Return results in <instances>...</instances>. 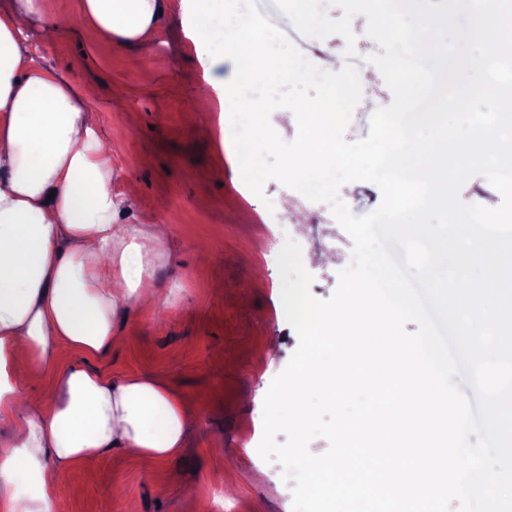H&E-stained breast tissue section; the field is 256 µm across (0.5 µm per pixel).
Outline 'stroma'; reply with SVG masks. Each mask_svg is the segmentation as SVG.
I'll list each match as a JSON object with an SVG mask.
<instances>
[{"label":"stroma","instance_id":"1","mask_svg":"<svg viewBox=\"0 0 512 512\" xmlns=\"http://www.w3.org/2000/svg\"><path fill=\"white\" fill-rule=\"evenodd\" d=\"M49 16L71 18L61 38L47 37L33 22L28 43L43 64L73 80L94 109L103 139L112 146V185L139 194L127 220L164 224L171 261L158 276L174 296L169 312H133L119 319L120 343L85 367L119 380L150 373L175 390L193 413L186 445L155 461L111 452L58 477L57 493L69 512H293L292 484L278 461L264 460L263 403L272 380L300 345L296 329L275 305L282 287L279 245L293 240L312 275V296L333 297L338 273L353 259L354 242L330 206L309 200L279 180L261 194L237 177L233 146L199 135L205 116L189 109L208 92L206 59L188 38L194 9L169 12L153 42L122 51L107 39L84 35L82 0H42ZM348 57L356 71H369L375 97L361 98L344 131L347 142L364 140L377 109L393 94L373 57L382 47L366 38L347 49L339 35L300 36L295 48L319 56L323 42ZM256 215H270L278 245L258 244L256 227L234 222L224 202L229 193ZM312 213L315 223L296 229L292 214Z\"/></svg>","mask_w":512,"mask_h":512}]
</instances>
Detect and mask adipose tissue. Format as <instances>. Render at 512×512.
Segmentation results:
<instances>
[{
    "label": "adipose tissue",
    "instance_id": "ef3b65f1",
    "mask_svg": "<svg viewBox=\"0 0 512 512\" xmlns=\"http://www.w3.org/2000/svg\"><path fill=\"white\" fill-rule=\"evenodd\" d=\"M175 0H83L89 39L122 50L152 41L160 11ZM50 37L68 34L67 18H48L41 0H13L0 11V421L11 431L0 451V480H29L25 503L0 499V512H63V470L118 449L163 460L183 448L192 414L162 381H115L78 364L61 347L100 357L119 338L129 311L169 302L156 275L168 263L162 224H123L133 189L112 190V153L74 81L38 64L24 35L33 20ZM202 52L220 45L234 74L268 62L271 37L240 17L223 30L198 29ZM52 370L51 400L22 388Z\"/></svg>",
    "mask_w": 512,
    "mask_h": 512
}]
</instances>
